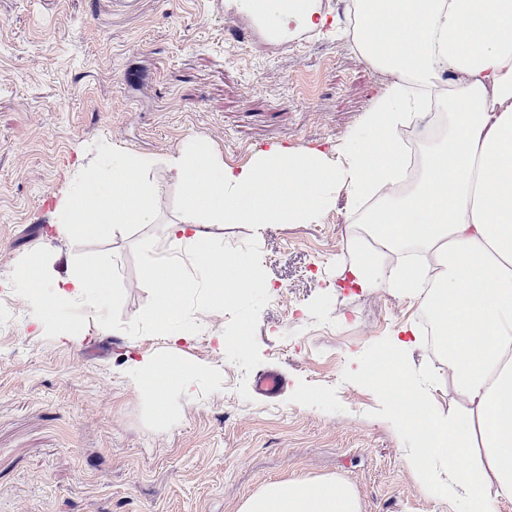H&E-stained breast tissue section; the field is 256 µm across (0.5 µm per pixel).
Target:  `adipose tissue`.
Listing matches in <instances>:
<instances>
[{
  "label": "adipose tissue",
  "instance_id": "1",
  "mask_svg": "<svg viewBox=\"0 0 512 512\" xmlns=\"http://www.w3.org/2000/svg\"><path fill=\"white\" fill-rule=\"evenodd\" d=\"M358 32L353 45L370 64L397 74L364 112L358 128L335 151L276 146L234 168L194 137L177 152L142 157L120 151L103 168H79L73 188L56 200L60 237L87 231L111 236L130 225L162 224L165 250L148 263L159 289L150 319L171 343L196 329L183 320L187 268L205 305L221 308L239 288L263 287L246 254L215 255L209 224H313L347 194L363 209L371 249H355L350 283L387 288L419 299L439 328L453 387L463 409L443 410L401 363L410 325H401L364 376L410 430V466L429 478L456 512H497L482 491L485 478L512 499V0H353ZM243 10L273 28H334L317 0H239ZM455 81L439 87L441 74ZM444 116L440 131L420 148L421 173L401 190L404 129L428 105ZM165 174V184L150 179ZM178 194L180 211L161 221L164 187ZM414 250L431 259L384 270L381 257ZM38 262L22 272L24 293L43 327L69 308L89 303L102 314L112 270L79 268L49 277ZM128 372L144 389L191 390L189 371L149 358ZM481 449L484 468L462 471L455 461ZM242 512H360L351 494L322 481L275 482L250 497Z\"/></svg>",
  "mask_w": 512,
  "mask_h": 512
}]
</instances>
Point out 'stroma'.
<instances>
[{
    "mask_svg": "<svg viewBox=\"0 0 512 512\" xmlns=\"http://www.w3.org/2000/svg\"><path fill=\"white\" fill-rule=\"evenodd\" d=\"M238 37L228 36L225 25ZM335 33H270L235 0H0V512H240L271 483L326 481L361 512H454L411 469L410 433L362 370L416 299L346 279L354 213L339 195L317 224H212L265 281L220 310L186 286L196 336L171 344L150 323L157 289L145 240L58 237L54 208L100 146L145 157L207 139L228 166L276 145L329 148L391 82ZM46 254L58 275L112 268L106 321L84 336L36 328L16 275ZM424 335L402 358L444 408L460 400ZM192 370V393L150 395L130 358ZM279 370L282 394H257Z\"/></svg>",
    "mask_w": 512,
    "mask_h": 512,
    "instance_id": "1",
    "label": "stroma"
}]
</instances>
